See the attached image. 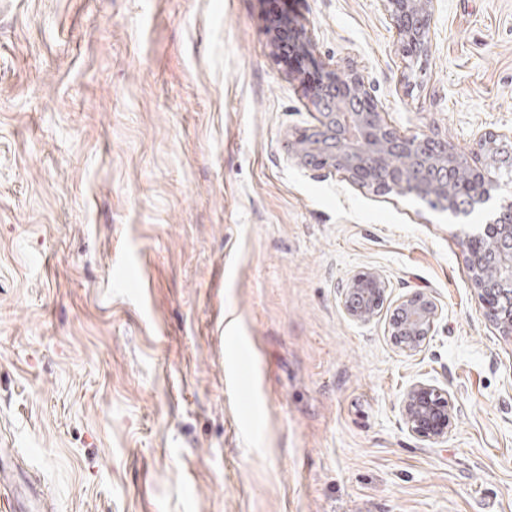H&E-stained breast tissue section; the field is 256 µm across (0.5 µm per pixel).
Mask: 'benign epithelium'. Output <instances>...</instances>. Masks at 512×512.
<instances>
[{"label": "benign epithelium", "instance_id": "7a95c632", "mask_svg": "<svg viewBox=\"0 0 512 512\" xmlns=\"http://www.w3.org/2000/svg\"><path fill=\"white\" fill-rule=\"evenodd\" d=\"M397 35L403 54L413 57L428 45L430 19L437 0H380ZM323 87L312 90L317 125L309 136L289 143V156L302 166L334 170L352 183L380 191L379 181L392 158L401 165L392 184L400 195L423 196L435 188L448 196V212L465 215L491 198L505 175L512 182V134L487 130L474 139L468 162L446 141L409 136L385 118L363 75L348 65H318ZM486 237L504 243L496 252L476 247ZM464 260L472 273L486 315L512 335V202L502 203L482 231L461 239ZM388 284L372 269L350 276L341 287L347 316L359 323L376 318ZM442 309L421 293L402 298L391 322V336L407 353L421 351ZM451 394L434 384L418 381L403 395L402 416L408 429L423 441L436 443L452 430Z\"/></svg>", "mask_w": 512, "mask_h": 512}]
</instances>
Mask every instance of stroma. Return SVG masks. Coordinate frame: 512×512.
<instances>
[{
    "label": "stroma",
    "mask_w": 512,
    "mask_h": 512,
    "mask_svg": "<svg viewBox=\"0 0 512 512\" xmlns=\"http://www.w3.org/2000/svg\"><path fill=\"white\" fill-rule=\"evenodd\" d=\"M267 2L0 0V468L31 512H512V335L460 245L489 212L290 159L313 107ZM287 4L400 132H512V0H439L415 61L379 0ZM416 292L442 315L409 354ZM417 381L444 441L404 422ZM387 288V281L378 272L372 269L355 272L341 287L345 313L355 322L372 321L381 312ZM442 310L429 296L421 293L402 298L396 305L391 325V336L407 353L421 351L423 341L434 330ZM453 410L451 394L434 384L418 381L403 395L404 421L422 441L436 443L447 439L452 430Z\"/></svg>",
    "instance_id": "1"
}]
</instances>
